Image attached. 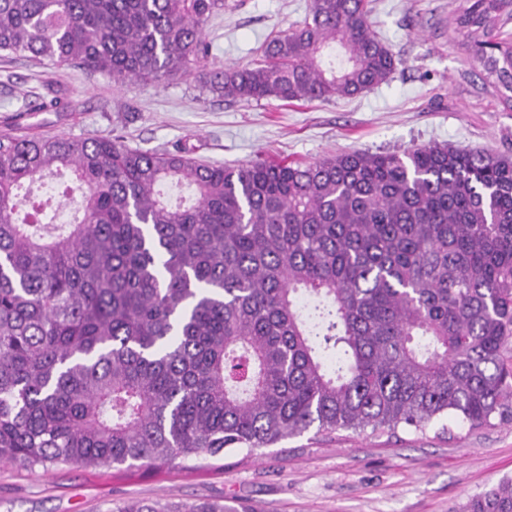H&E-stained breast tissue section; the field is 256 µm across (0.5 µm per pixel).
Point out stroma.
<instances>
[{
  "mask_svg": "<svg viewBox=\"0 0 512 512\" xmlns=\"http://www.w3.org/2000/svg\"><path fill=\"white\" fill-rule=\"evenodd\" d=\"M460 0H376L374 32L396 56L391 77L352 98L286 103L231 101L195 77L165 84L87 78L0 54V133L91 137L116 133L143 149L186 147L194 157L245 164L266 153L313 162L347 151L449 146L512 157V108L485 84L460 47L452 19ZM310 0H241L213 17L208 66L249 65L265 37L304 16ZM58 91L59 112L39 106ZM23 118H16L19 108ZM512 476V421L479 430L446 428L393 436L288 438L254 452L154 469L59 466L29 472L0 466V512H107L131 500H221L256 512H457L467 499Z\"/></svg>",
  "mask_w": 512,
  "mask_h": 512,
  "instance_id": "obj_1",
  "label": "stroma"
}]
</instances>
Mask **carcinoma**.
Instances as JSON below:
<instances>
[{
	"mask_svg": "<svg viewBox=\"0 0 512 512\" xmlns=\"http://www.w3.org/2000/svg\"><path fill=\"white\" fill-rule=\"evenodd\" d=\"M370 2L311 0L250 65L202 69L225 0H0V52L329 101L395 69ZM510 19L512 0H462L453 24L512 107ZM66 171L79 215L58 224L32 185ZM449 417L512 421L511 158L421 146L231 166L120 136L0 135L1 464L153 467ZM461 512H512V478Z\"/></svg>",
	"mask_w": 512,
	"mask_h": 512,
	"instance_id": "cac0c4a2",
	"label": "carcinoma"
}]
</instances>
